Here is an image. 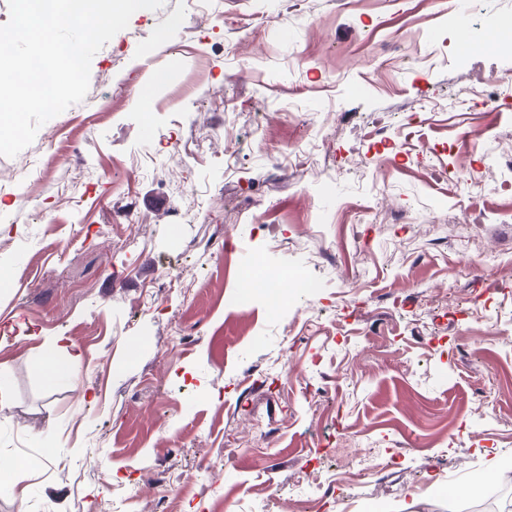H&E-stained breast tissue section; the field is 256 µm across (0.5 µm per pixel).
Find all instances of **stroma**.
Wrapping results in <instances>:
<instances>
[{"instance_id": "stroma-1", "label": "stroma", "mask_w": 512, "mask_h": 512, "mask_svg": "<svg viewBox=\"0 0 512 512\" xmlns=\"http://www.w3.org/2000/svg\"><path fill=\"white\" fill-rule=\"evenodd\" d=\"M450 3L165 0L0 156V457L27 465L0 512H473L512 489L469 490L512 461V107L451 108L512 74V0H474L463 61ZM248 267L317 290L275 307Z\"/></svg>"}]
</instances>
